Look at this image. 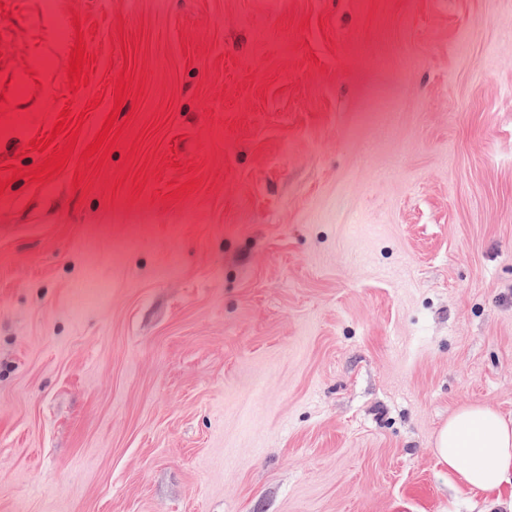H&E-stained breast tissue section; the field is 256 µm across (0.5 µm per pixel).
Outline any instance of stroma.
Listing matches in <instances>:
<instances>
[{
    "instance_id": "stroma-1",
    "label": "stroma",
    "mask_w": 512,
    "mask_h": 512,
    "mask_svg": "<svg viewBox=\"0 0 512 512\" xmlns=\"http://www.w3.org/2000/svg\"><path fill=\"white\" fill-rule=\"evenodd\" d=\"M59 5L0 0V512H490L433 448L512 416V0Z\"/></svg>"
}]
</instances>
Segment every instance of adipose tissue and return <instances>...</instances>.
I'll return each mask as SVG.
<instances>
[{
  "instance_id": "ef3b65f1",
  "label": "adipose tissue",
  "mask_w": 512,
  "mask_h": 512,
  "mask_svg": "<svg viewBox=\"0 0 512 512\" xmlns=\"http://www.w3.org/2000/svg\"><path fill=\"white\" fill-rule=\"evenodd\" d=\"M434 453L456 484L500 495L512 484V419L480 402L463 406L439 430Z\"/></svg>"
}]
</instances>
